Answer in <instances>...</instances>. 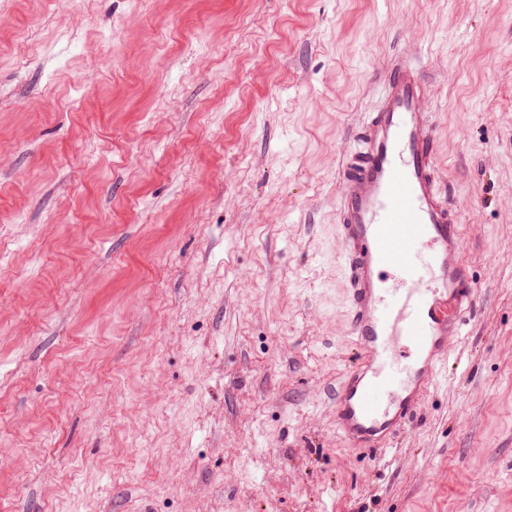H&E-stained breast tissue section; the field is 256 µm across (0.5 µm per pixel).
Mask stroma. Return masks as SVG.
Masks as SVG:
<instances>
[{
	"instance_id": "obj_1",
	"label": "stroma",
	"mask_w": 512,
	"mask_h": 512,
	"mask_svg": "<svg viewBox=\"0 0 512 512\" xmlns=\"http://www.w3.org/2000/svg\"><path fill=\"white\" fill-rule=\"evenodd\" d=\"M419 65L474 304L382 459L336 186ZM0 512H512V0H0Z\"/></svg>"
}]
</instances>
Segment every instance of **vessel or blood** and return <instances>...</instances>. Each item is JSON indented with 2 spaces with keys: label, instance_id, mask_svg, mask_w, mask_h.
<instances>
[{
  "label": "vessel or blood",
  "instance_id": "b4317fda",
  "mask_svg": "<svg viewBox=\"0 0 512 512\" xmlns=\"http://www.w3.org/2000/svg\"><path fill=\"white\" fill-rule=\"evenodd\" d=\"M420 68L394 59L359 150L339 176L338 237L357 359L336 387L350 445L384 451L448 362L473 294L458 260L463 228L440 183L436 121Z\"/></svg>",
  "mask_w": 512,
  "mask_h": 512
}]
</instances>
